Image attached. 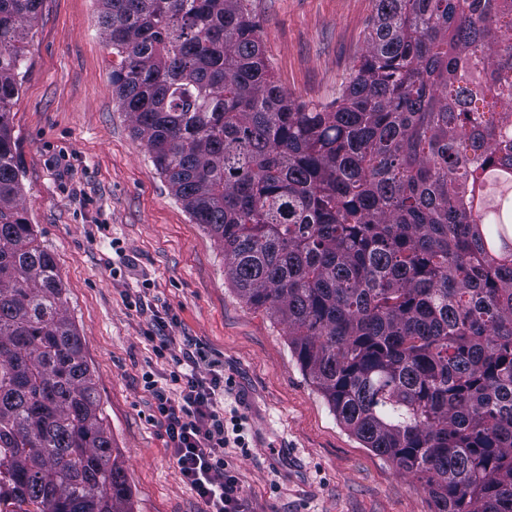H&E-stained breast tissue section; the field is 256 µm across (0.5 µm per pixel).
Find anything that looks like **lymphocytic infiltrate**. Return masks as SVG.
<instances>
[{
  "instance_id": "f902f5d3",
  "label": "lymphocytic infiltrate",
  "mask_w": 512,
  "mask_h": 512,
  "mask_svg": "<svg viewBox=\"0 0 512 512\" xmlns=\"http://www.w3.org/2000/svg\"><path fill=\"white\" fill-rule=\"evenodd\" d=\"M158 357H170V387L145 375L152 397L153 421L163 430L183 483L205 504L206 512H244L242 486L224 460L230 438L218 397L224 377L205 368L201 348L184 344L174 349L171 337H161Z\"/></svg>"
}]
</instances>
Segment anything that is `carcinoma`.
<instances>
[{
    "mask_svg": "<svg viewBox=\"0 0 512 512\" xmlns=\"http://www.w3.org/2000/svg\"><path fill=\"white\" fill-rule=\"evenodd\" d=\"M112 84L224 277L336 419L437 512H512V0H376L326 104L274 80L248 0H97ZM40 0H0V512H133L65 288L21 204L12 106ZM510 176L503 174H490L484 184L481 196V209L487 216L494 214L500 204V199L512 193V173L507 171Z\"/></svg>",
    "mask_w": 512,
    "mask_h": 512,
    "instance_id": "1",
    "label": "carcinoma"
}]
</instances>
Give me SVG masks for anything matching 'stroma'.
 I'll list each match as a JSON object with an SVG mask.
<instances>
[{
  "label": "stroma",
  "instance_id": "1",
  "mask_svg": "<svg viewBox=\"0 0 512 512\" xmlns=\"http://www.w3.org/2000/svg\"><path fill=\"white\" fill-rule=\"evenodd\" d=\"M278 84L333 100L357 64L375 0H249ZM13 106L22 203L53 253L84 343L133 512H204L151 420L144 373L170 366L128 289L150 281L152 309L176 315V343L202 346L224 376L245 448L224 459L245 512H434L423 480L341 426L302 371L283 325L224 279V254L193 223L119 106L97 0H41Z\"/></svg>",
  "mask_w": 512,
  "mask_h": 512
}]
</instances>
